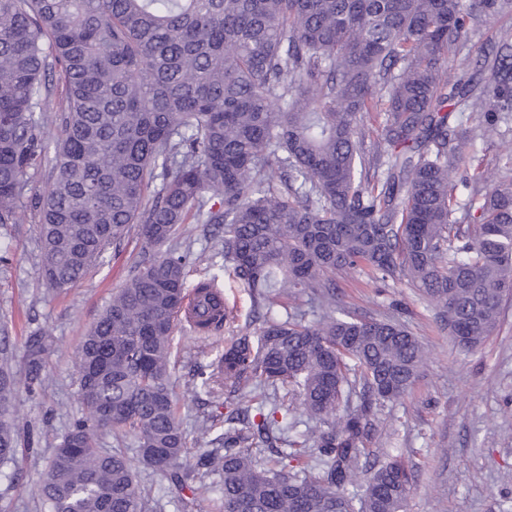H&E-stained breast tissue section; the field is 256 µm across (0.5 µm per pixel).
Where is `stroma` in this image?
I'll return each mask as SVG.
<instances>
[{
	"mask_svg": "<svg viewBox=\"0 0 512 512\" xmlns=\"http://www.w3.org/2000/svg\"><path fill=\"white\" fill-rule=\"evenodd\" d=\"M138 229L110 248L104 265L93 267L76 286L55 291L43 284L41 241L29 214L20 223L0 225V365L18 371L29 336H51L54 351L47 379L30 394L19 391L17 423L29 447L16 461L0 465V512H44L39 495L43 474L69 424L80 414L75 352L81 337L107 307L141 259ZM178 249L204 255L224 275V303L239 327L257 332L246 288L224 260V235L186 225ZM336 302L351 315L390 317L403 323L422 343L426 360L410 391L377 408L366 442L370 460L404 457L412 470L406 512H506L512 507V299L502 304L495 335L471 353L461 352L441 325L437 311L415 289L358 272L337 275ZM225 338L201 342L187 329L174 333L171 381L177 413L188 440L187 462L209 450L197 439L201 421H209L211 439L224 432L225 408L210 404L200 390L199 374L223 353ZM104 450L121 449L135 463L147 500L146 512H183L182 495L168 475L139 462L134 438L112 431L98 435Z\"/></svg>",
	"mask_w": 512,
	"mask_h": 512,
	"instance_id": "35a3bbf8",
	"label": "stroma"
}]
</instances>
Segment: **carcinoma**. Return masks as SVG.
Returning <instances> with one entry per match:
<instances>
[{"instance_id": "1", "label": "carcinoma", "mask_w": 512, "mask_h": 512, "mask_svg": "<svg viewBox=\"0 0 512 512\" xmlns=\"http://www.w3.org/2000/svg\"><path fill=\"white\" fill-rule=\"evenodd\" d=\"M512 0H0V224L30 212L58 290L105 264L137 224L144 256L83 336L81 416L41 483L45 512H145L131 461L97 447L130 434L142 462L189 491L222 475L215 512H406L400 457L364 473L373 410L405 395L424 360L395 319L336 315L332 277L359 269L420 294L464 351L512 298V147L488 181L468 142L512 113V35L482 58L473 27ZM461 73L448 79V56ZM61 106L46 101L54 82ZM384 113L382 126L365 121ZM478 123L463 124L464 114ZM57 130L54 142L45 131ZM467 199L458 201L461 170ZM47 186L32 191L35 175ZM183 224L224 225V260L262 313L234 327L219 273L188 281L168 244ZM196 332L229 336L201 376L218 402L250 381L270 413L232 423L224 453L183 465L171 342L193 294ZM308 298L315 321L282 299ZM50 345L29 338L23 378L0 371V462L14 461L15 392L43 386ZM315 425L265 458L253 441L294 428L279 389ZM281 418H276V415Z\"/></svg>"}]
</instances>
